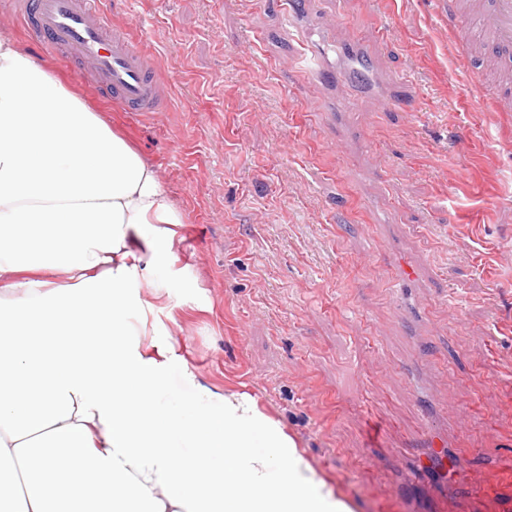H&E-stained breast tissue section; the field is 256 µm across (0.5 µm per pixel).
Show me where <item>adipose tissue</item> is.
Wrapping results in <instances>:
<instances>
[{"instance_id":"obj_1","label":"adipose tissue","mask_w":512,"mask_h":512,"mask_svg":"<svg viewBox=\"0 0 512 512\" xmlns=\"http://www.w3.org/2000/svg\"><path fill=\"white\" fill-rule=\"evenodd\" d=\"M174 221L159 171L0 31V512H354L176 351Z\"/></svg>"}]
</instances>
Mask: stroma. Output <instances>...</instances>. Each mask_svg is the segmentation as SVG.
I'll use <instances>...</instances> for the list:
<instances>
[{
    "instance_id": "1",
    "label": "stroma",
    "mask_w": 512,
    "mask_h": 512,
    "mask_svg": "<svg viewBox=\"0 0 512 512\" xmlns=\"http://www.w3.org/2000/svg\"><path fill=\"white\" fill-rule=\"evenodd\" d=\"M157 62L163 106L125 111L81 62L38 53L159 170L176 208V348L255 398L356 512H408L395 485L450 436L499 512L512 477V112L467 66L445 0H92ZM365 41L404 86L354 96ZM427 285L410 329L398 254ZM423 358L413 382L408 368ZM454 394L471 421L448 431ZM433 408L422 427L421 395Z\"/></svg>"
}]
</instances>
